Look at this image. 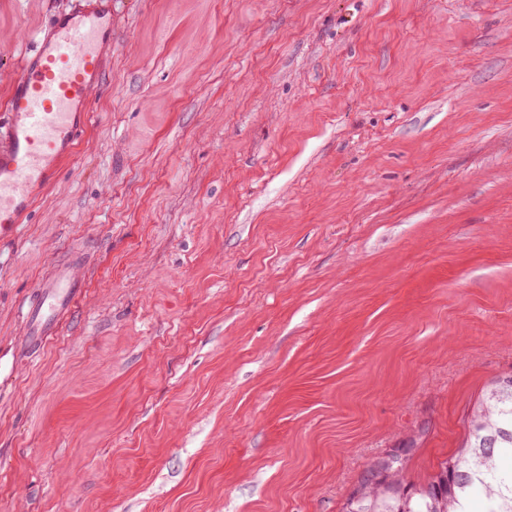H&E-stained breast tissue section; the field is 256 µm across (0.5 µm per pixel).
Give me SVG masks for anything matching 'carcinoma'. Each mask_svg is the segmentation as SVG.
Segmentation results:
<instances>
[{"label":"carcinoma","mask_w":512,"mask_h":512,"mask_svg":"<svg viewBox=\"0 0 512 512\" xmlns=\"http://www.w3.org/2000/svg\"><path fill=\"white\" fill-rule=\"evenodd\" d=\"M464 445L440 462L424 483H406L411 449L395 451L365 470L356 490L376 496L387 512H472L482 495V512H512V388L495 383L468 418Z\"/></svg>","instance_id":"cac0c4a2"}]
</instances>
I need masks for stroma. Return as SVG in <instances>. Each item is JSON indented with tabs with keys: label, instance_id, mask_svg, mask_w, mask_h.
Returning a JSON list of instances; mask_svg holds the SVG:
<instances>
[{
	"label": "stroma",
	"instance_id": "35a3bbf8",
	"mask_svg": "<svg viewBox=\"0 0 512 512\" xmlns=\"http://www.w3.org/2000/svg\"><path fill=\"white\" fill-rule=\"evenodd\" d=\"M89 5L0 0V114ZM101 55L0 240V512H340L396 448L426 481L512 373V0H112ZM83 290L69 267H60L42 282L25 310L24 338L19 345L21 360H31L45 342L58 333L61 320L75 307Z\"/></svg>",
	"mask_w": 512,
	"mask_h": 512
}]
</instances>
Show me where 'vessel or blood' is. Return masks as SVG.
<instances>
[{"label": "vessel or blood", "instance_id": "vessel-or-blood-1", "mask_svg": "<svg viewBox=\"0 0 512 512\" xmlns=\"http://www.w3.org/2000/svg\"><path fill=\"white\" fill-rule=\"evenodd\" d=\"M112 35L109 5L77 18L59 17L49 41L25 57L7 107L10 122L0 147V236L13 232L30 209L34 190L58 172L88 118L89 100L102 84L101 41ZM83 294L69 267L57 269L35 291L25 310L20 359L31 360L58 332Z\"/></svg>", "mask_w": 512, "mask_h": 512}]
</instances>
